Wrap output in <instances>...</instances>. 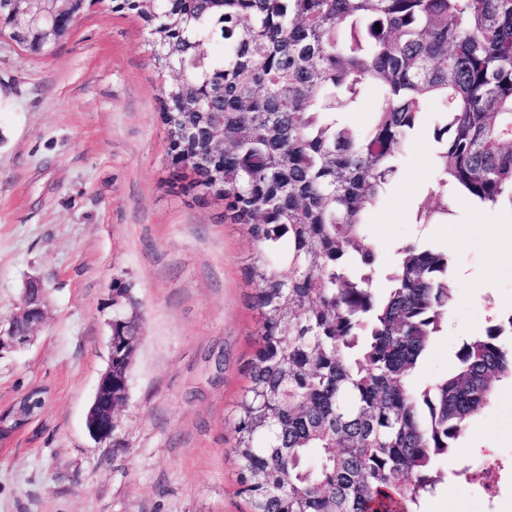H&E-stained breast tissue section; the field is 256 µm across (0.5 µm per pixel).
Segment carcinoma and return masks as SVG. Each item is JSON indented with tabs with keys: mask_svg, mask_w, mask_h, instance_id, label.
<instances>
[{
	"mask_svg": "<svg viewBox=\"0 0 512 512\" xmlns=\"http://www.w3.org/2000/svg\"><path fill=\"white\" fill-rule=\"evenodd\" d=\"M136 17L166 75L167 156L185 192L224 201L254 249L255 339L231 421L248 512H419L497 383L507 324L464 340L454 374L410 379L448 324V252L407 243L373 287L366 231L398 159L436 101L434 188L512 205V0H111ZM95 0H58L45 33L0 0V36L43 55ZM219 51L211 53L208 44ZM370 87L366 129L336 122ZM224 150H219L217 140ZM142 316L112 287V397L124 405ZM20 429L0 416V442Z\"/></svg>",
	"mask_w": 512,
	"mask_h": 512,
	"instance_id": "carcinoma-1",
	"label": "carcinoma"
}]
</instances>
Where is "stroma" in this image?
I'll list each match as a JSON object with an SVG mask.
<instances>
[{
    "label": "stroma",
    "instance_id": "1",
    "mask_svg": "<svg viewBox=\"0 0 512 512\" xmlns=\"http://www.w3.org/2000/svg\"><path fill=\"white\" fill-rule=\"evenodd\" d=\"M146 39L104 0L51 53L0 36V320L18 312L28 277L46 288L32 344L0 356V408L31 386L50 391L40 416L0 446V512H247L229 448L254 345L242 272L251 245L223 202L174 183ZM435 120L426 113L370 227L375 287L411 242L449 251V275L472 279L454 289L448 333L412 376L419 390L455 371L463 340L512 315V265L490 262L483 207L452 192L428 235L415 222L432 185ZM117 282L144 333L106 445L85 419L106 368ZM490 460L495 493L459 478ZM440 467L449 479L420 512H512L511 381Z\"/></svg>",
    "mask_w": 512,
    "mask_h": 512
}]
</instances>
